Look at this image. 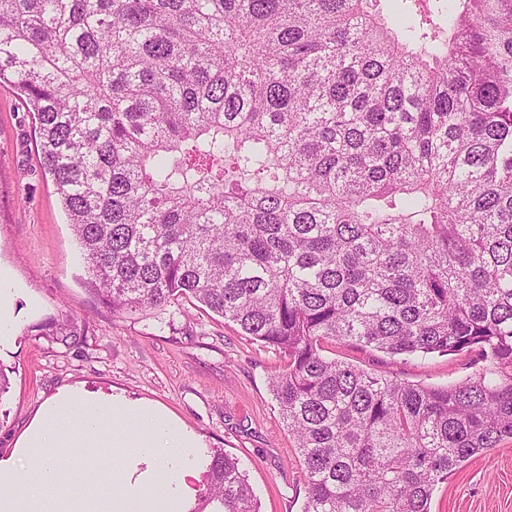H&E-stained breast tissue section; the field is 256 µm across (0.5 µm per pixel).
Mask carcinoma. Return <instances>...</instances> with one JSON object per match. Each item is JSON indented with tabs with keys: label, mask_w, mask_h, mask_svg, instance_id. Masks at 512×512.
Here are the masks:
<instances>
[{
	"label": "carcinoma",
	"mask_w": 512,
	"mask_h": 512,
	"mask_svg": "<svg viewBox=\"0 0 512 512\" xmlns=\"http://www.w3.org/2000/svg\"><path fill=\"white\" fill-rule=\"evenodd\" d=\"M0 0V86L97 299L192 298L283 353L303 512H430L512 440V0ZM474 354L413 384L324 355ZM191 512H259L211 451Z\"/></svg>",
	"instance_id": "cac0c4a2"
}]
</instances>
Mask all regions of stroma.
<instances>
[{"instance_id":"obj_1","label":"stroma","mask_w":512,"mask_h":512,"mask_svg":"<svg viewBox=\"0 0 512 512\" xmlns=\"http://www.w3.org/2000/svg\"><path fill=\"white\" fill-rule=\"evenodd\" d=\"M38 144L33 113L0 87V306L13 318L0 334V368L9 378L0 395V459L26 474L36 470L37 456L18 453L17 445L56 394L118 395L162 410L196 438L195 476L180 512L204 491L205 462L216 448L238 459L260 512H303L305 469L269 384L284 355L193 300L113 315L84 282L80 249ZM65 316L78 337L48 335V324ZM325 350L424 385L476 371L466 355L404 361L339 342ZM430 512H512V441L456 469L434 490Z\"/></svg>"}]
</instances>
